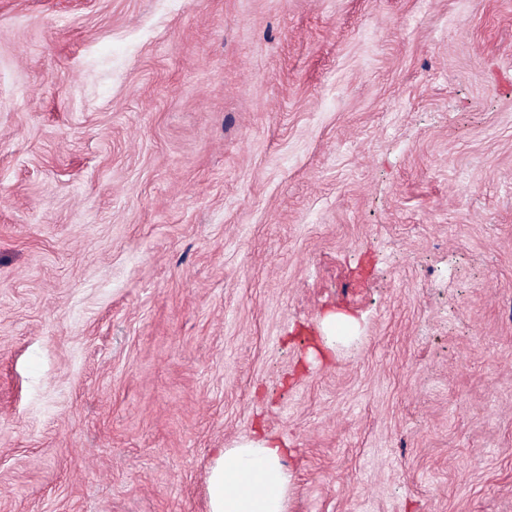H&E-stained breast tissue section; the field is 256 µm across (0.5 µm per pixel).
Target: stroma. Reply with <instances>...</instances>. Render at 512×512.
<instances>
[{
    "label": "stroma",
    "instance_id": "1",
    "mask_svg": "<svg viewBox=\"0 0 512 512\" xmlns=\"http://www.w3.org/2000/svg\"><path fill=\"white\" fill-rule=\"evenodd\" d=\"M260 437L286 512H512V0H0V512Z\"/></svg>",
    "mask_w": 512,
    "mask_h": 512
}]
</instances>
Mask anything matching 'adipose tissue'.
<instances>
[{
    "label": "adipose tissue",
    "mask_w": 512,
    "mask_h": 512,
    "mask_svg": "<svg viewBox=\"0 0 512 512\" xmlns=\"http://www.w3.org/2000/svg\"><path fill=\"white\" fill-rule=\"evenodd\" d=\"M288 483L276 440H244L223 449L211 470L210 512H285Z\"/></svg>",
    "instance_id": "obj_1"
}]
</instances>
